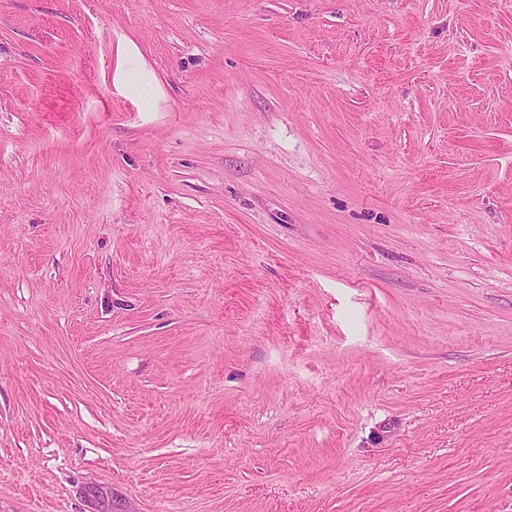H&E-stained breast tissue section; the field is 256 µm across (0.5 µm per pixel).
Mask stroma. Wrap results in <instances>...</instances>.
Here are the masks:
<instances>
[{"instance_id": "1", "label": "stroma", "mask_w": 512, "mask_h": 512, "mask_svg": "<svg viewBox=\"0 0 512 512\" xmlns=\"http://www.w3.org/2000/svg\"><path fill=\"white\" fill-rule=\"evenodd\" d=\"M0 512H512V0H0Z\"/></svg>"}]
</instances>
